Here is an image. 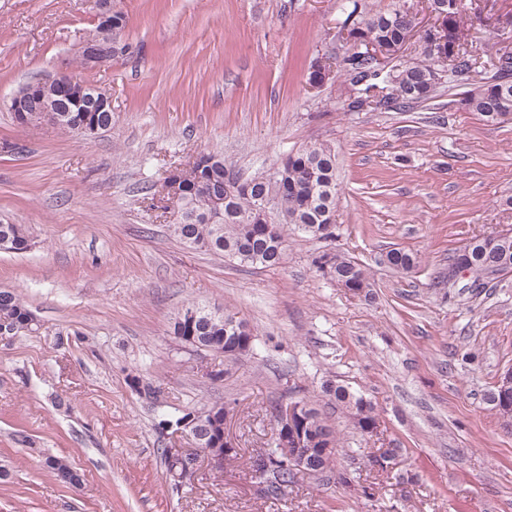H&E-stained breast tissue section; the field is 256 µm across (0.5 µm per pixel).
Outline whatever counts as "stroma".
<instances>
[{"mask_svg":"<svg viewBox=\"0 0 512 512\" xmlns=\"http://www.w3.org/2000/svg\"><path fill=\"white\" fill-rule=\"evenodd\" d=\"M493 4L472 34L512 50V0ZM341 5L121 0L131 52L90 70L76 59L94 0H0V222L33 239L0 252V288L21 289L35 318L0 340V466L12 473L0 512H512V426L484 401L512 367V273L483 288L438 283L471 237L512 232V120L483 121L456 87L389 112L345 111L336 82L310 88ZM61 66L111 94L109 131L15 123L12 95ZM314 142L336 151V240L286 230L280 267L187 247L143 202L198 152H222L247 177ZM331 246L371 269V299L321 276L314 260ZM392 247L417 252L419 268H387ZM191 303L247 321L253 352L230 365L169 336ZM134 375L159 399L135 391ZM328 379L374 402L376 433L334 415L357 463L338 458L330 481L300 474L285 497L259 498L248 468L271 437V405L320 400ZM232 400L240 453L223 484L204 468L192 493L173 492L160 419ZM379 448L399 449L408 482L370 470ZM46 454L76 467L79 490L43 469Z\"/></svg>","mask_w":512,"mask_h":512,"instance_id":"obj_1","label":"stroma"}]
</instances>
